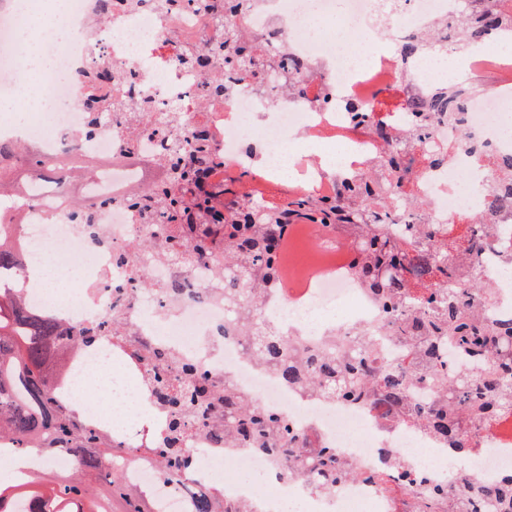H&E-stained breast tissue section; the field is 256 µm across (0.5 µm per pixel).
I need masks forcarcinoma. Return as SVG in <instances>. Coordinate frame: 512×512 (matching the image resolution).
<instances>
[{
	"label": "carcinoma",
	"instance_id": "cac0c4a2",
	"mask_svg": "<svg viewBox=\"0 0 512 512\" xmlns=\"http://www.w3.org/2000/svg\"><path fill=\"white\" fill-rule=\"evenodd\" d=\"M480 2L482 11L475 23L448 26V37L453 41L473 47L501 27L497 0ZM215 56L223 58L226 64L237 65L239 80L244 83L256 73L270 71L275 66V61L267 56L251 55L232 34L211 53L192 57L191 63L205 70ZM465 107L466 100L461 94L448 91L431 95L421 113L426 121L433 113L452 121ZM211 162L207 145L185 142L171 157L167 184L142 203V210L148 219L160 208L169 224L198 226L200 249L207 248L210 236H216L224 256V298L237 301L248 313L249 299L258 296L274 274L277 238L284 216L275 207L253 206L232 221L213 209L210 196L198 194L188 198V188L204 179ZM290 214L302 215L312 224L367 228L368 232L360 235L367 244L365 253L353 258L352 266L368 288L390 303L391 325L395 331L418 349L432 346L446 333L454 335L461 346L489 355L494 368L483 376L457 379L442 393L440 408L434 410L406 397L408 376L416 374L414 365L373 377L365 372L366 361L356 352L349 355L334 350L321 354L298 352L287 341L252 327L249 340L259 357L290 384L309 378L321 385L327 395L359 398L376 394L384 405L429 423L435 432L456 445L457 452H468L464 421L455 416L454 410L465 401L471 404L476 417L487 409L512 407V335L492 336L468 316L474 297L468 289L450 288L419 304L411 293L408 279L411 272L424 277L435 271L453 282L460 279V264L450 254L435 258L408 254L400 241L383 228L387 219L383 198L360 183H346L334 200L299 197L293 200ZM484 235L485 228L480 227L477 234L464 241L465 255L478 256ZM388 262L393 264L389 277L377 278L374 269ZM244 282L251 285L247 299L241 295L240 284ZM58 328L51 317L29 311L20 297L0 293V436L16 441L23 450L32 446L35 435L42 433L48 438L41 443L45 452L51 449L54 439L76 438L82 447L95 449L97 457L83 463L90 470L113 458L125 457L131 449L116 448L91 430L80 427L53 402L51 385L63 365L65 346L92 341L89 336H74L66 339L65 346L57 344L53 337L58 335ZM153 358L159 394L172 410L173 418L167 446L153 448L151 453L159 458L173 480L180 479L188 469L178 442L184 423L192 418L218 440L236 435L271 450L280 459L285 475L288 462L292 461L305 470L313 485L324 488L335 485L339 471L332 451L321 448L312 454L303 452L297 434L286 422L270 413L251 410L229 385L221 388L209 377L194 375L183 386H170L164 376L166 354L157 350ZM99 476L105 481L101 493L91 492L82 474L71 478L57 475L49 493L34 492L32 496L40 503V512H112V493L116 492L124 495L126 512H144L133 493L112 481V472L101 470Z\"/></svg>",
	"mask_w": 512,
	"mask_h": 512
}]
</instances>
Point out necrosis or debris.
<instances>
[{
	"instance_id": "1",
	"label": "necrosis or debris",
	"mask_w": 512,
	"mask_h": 512,
	"mask_svg": "<svg viewBox=\"0 0 512 512\" xmlns=\"http://www.w3.org/2000/svg\"><path fill=\"white\" fill-rule=\"evenodd\" d=\"M64 2L70 34L60 40L50 34L58 20L50 0H0V104L21 95L17 30L35 12L50 65L41 111L22 118L0 113V141L30 148L41 160L31 167L16 155L0 156V171L17 180L19 199L18 206L0 208V239L19 252L24 275L46 264L41 286L24 291L31 312L55 318L64 337L96 330L94 345L68 351L53 398L114 446L140 451L137 462L119 470L149 512H194L202 492L249 512H426L433 484L467 496L475 486L511 478V408L474 423L469 405L458 407L470 421V452L461 460L425 423L387 410L376 396L347 401L308 380H279L224 297L220 251L195 250L181 225L145 223L139 204L156 186L149 169H163L174 145L189 139L204 140L216 156L209 185L223 186L229 171L330 198L343 179H372L376 165L392 155L379 127L403 129L413 176L389 198L385 228L412 253L424 227L432 228L440 249L461 242L474 225H491L487 249L473 264L483 288L472 312L498 331L512 324V212L490 211L486 199L512 192V176L496 165L498 156L512 155V80L496 83L491 76L512 73V31L469 49L451 75L445 66L451 48L435 25L469 20L472 0H251L238 15L163 5L104 17L95 14L96 0ZM313 18L345 29L367 45L366 56L336 49L326 32L307 34ZM231 30L255 53L302 57L310 67L293 80L279 72L240 88L235 71L219 62L212 75L236 91L225 99L208 96L209 77L191 68L183 51L209 48ZM421 38L430 40V54L404 58L400 44ZM93 51L132 72V82L116 88L78 80ZM400 81L412 97L446 85L464 90L466 108L454 122L434 119L421 129L406 106L380 118L381 91ZM118 96L128 109L114 106ZM87 101L97 113L84 110ZM332 129L346 131V138L330 139ZM329 234L312 225L280 259L272 287L252 302V323L304 351L363 349L377 374L408 366L412 344L394 332L350 260L325 253ZM157 349L169 357L173 384L184 382L183 369L192 366L232 385L250 405L286 421L303 447L333 449L344 477L330 490L314 487L299 470L282 478L268 452L247 442H212L192 424L182 446L193 465L183 481L169 479L150 454L169 437V410L153 388ZM440 349L446 379L477 377L489 366L454 340H443ZM105 356L119 364L120 383L138 395L147 418L119 420L87 400L81 384ZM9 445L0 441V461L13 465L14 483L47 469L60 475L76 469L77 449L22 454ZM244 472L261 475L262 483L241 480Z\"/></svg>"
}]
</instances>
